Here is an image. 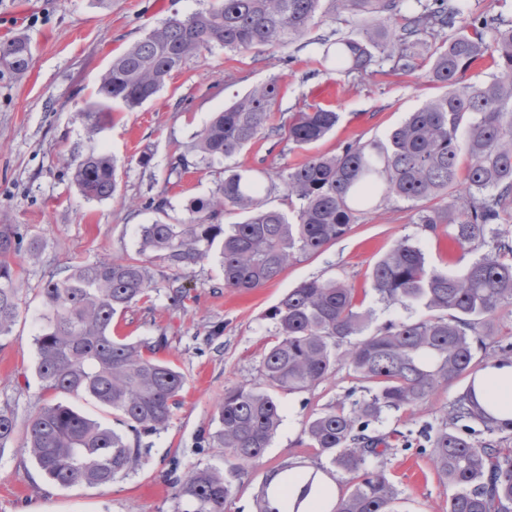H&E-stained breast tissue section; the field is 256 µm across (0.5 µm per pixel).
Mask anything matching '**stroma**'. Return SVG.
<instances>
[{
	"label": "stroma",
	"instance_id": "obj_1",
	"mask_svg": "<svg viewBox=\"0 0 512 512\" xmlns=\"http://www.w3.org/2000/svg\"><path fill=\"white\" fill-rule=\"evenodd\" d=\"M208 0H0V43L26 36L32 62L26 73L0 72V224L14 225L24 240L42 246L39 261L19 255L14 272L23 304L10 335L0 338V408L13 411L18 428L0 453V512H175V484L198 467L222 466V451L210 447L212 412L225 389L261 380V360L272 324L267 310L288 291L312 278H340L357 289L369 285L374 264L399 240L409 239L437 269L458 273L475 259L448 235L423 231L408 203L360 217L342 238L317 253L300 255L274 280L249 292L225 288L216 258L172 271L153 266L160 290L151 305L139 304L120 316L118 331L134 340H161L160 359L185 377L181 405L167 429L144 437L149 451L143 467L107 487L59 486L48 480L21 447L23 425L41 405L53 401L35 373L34 338L40 327L41 290L51 273L75 263L133 256L137 228L158 220L150 198L165 195L171 220L186 218L189 199L212 193L222 164L169 174L170 163L191 153L195 134L225 106L255 85L278 79L276 117L313 106L339 113L335 131L305 151L288 142L257 140L236 154L234 165L280 172L309 154H334L349 139L385 137L439 88L427 71L374 72L347 77L322 67L319 46H262L232 52L214 47L174 72L164 89L135 111L112 107V117L88 138L79 112L94 109L101 74L113 57L173 15L206 8ZM118 161V192L103 201L86 200L73 180L72 164L89 143ZM149 163H142V156ZM270 205L287 208L283 187ZM188 289L184 306H171L169 279ZM221 335L212 336L213 327ZM471 374L437 387L423 402L392 410L370 434L391 445L383 467L400 492L398 512H448L450 489L429 456L419 453L425 426H439ZM364 384L345 362L319 385L303 392L278 391L282 423L259 465L236 478L231 512H253L254 496L267 471L281 464L303 467L344 497L349 485L325 457L310 448L304 433L317 414L348 408L363 397Z\"/></svg>",
	"mask_w": 512,
	"mask_h": 512
}]
</instances>
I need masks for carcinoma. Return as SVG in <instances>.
<instances>
[{
	"label": "carcinoma",
	"mask_w": 512,
	"mask_h": 512,
	"mask_svg": "<svg viewBox=\"0 0 512 512\" xmlns=\"http://www.w3.org/2000/svg\"><path fill=\"white\" fill-rule=\"evenodd\" d=\"M366 21L359 38L338 29L310 37L336 14ZM463 15L460 0H210L207 8L173 16L112 58L101 75L99 96L128 111L164 87L187 61L218 45L230 51L287 46L302 39L323 47L336 72L363 75L374 66L414 71L427 51L429 81L442 94L408 113L383 139L354 138L337 154L316 155L280 175L286 214L267 204L253 170L225 167L207 197L190 200L189 217L140 225L138 257L102 260L49 275L42 288V324L35 336L36 371L45 390L89 398L112 409L122 429L90 419L62 403H45L25 424L23 451L60 486H106L143 465L142 439L167 428L180 404L184 376L157 357L154 343L112 335L116 317L150 301L157 262L170 270L215 254L224 287L250 291L278 277L298 254L314 253L345 236L357 215L402 200L416 223L435 235L451 233L462 248L494 251L459 274L431 267L425 253L398 241L374 265L370 289L378 300L405 309L422 307L417 320L371 328L354 288L338 279H311L291 288L268 312L274 341L262 358V383L224 391L215 404L209 444L222 449L227 469H194L176 483L177 512H229L235 476L260 463L281 421L276 391L303 392L346 362L368 384L369 396L309 420L304 433L349 494L330 512H397L398 489L383 467L368 464L389 451L371 436V424L391 410L424 401L438 386L468 373L475 354L494 342L490 324L512 306V21ZM489 57L494 70L479 85L462 75ZM32 61L28 40L0 43V65L25 73ZM280 85L254 87L195 135L196 156L174 157L170 174L233 157L256 139L286 140L306 149L335 130L339 113L320 106L270 122ZM116 161L95 146L74 167L82 196L106 200L118 189ZM228 210L244 214L221 223ZM22 240L0 225V338L20 315L23 288L11 258ZM512 435V419L478 398L475 383L452 404L447 421L423 431L429 456L452 493L448 512H512V448L475 442L474 426ZM17 429L14 414L0 409V452ZM287 464L270 470L254 498L253 512H310L323 488L316 474Z\"/></svg>",
	"instance_id": "cac0c4a2"
}]
</instances>
